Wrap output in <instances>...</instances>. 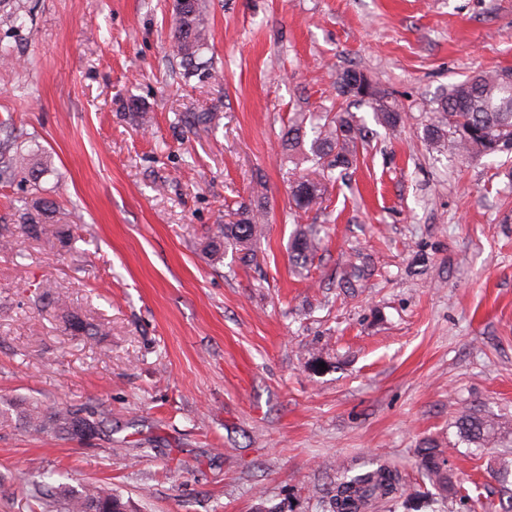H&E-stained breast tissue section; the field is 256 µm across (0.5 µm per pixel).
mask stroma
<instances>
[{"label": "stroma", "mask_w": 512, "mask_h": 512, "mask_svg": "<svg viewBox=\"0 0 512 512\" xmlns=\"http://www.w3.org/2000/svg\"><path fill=\"white\" fill-rule=\"evenodd\" d=\"M20 2L21 27L0 29L22 57L0 66V122L46 171L0 184V512L61 483L113 490L126 512H329L343 472L380 458L426 512L511 506L512 152H437L423 126L452 84L512 68V0H203L212 69L187 83L173 0ZM350 68L406 116L390 131L356 108L365 150L296 213L289 182L316 171L282 136ZM14 199L59 211L33 237ZM258 205L252 254L207 252ZM299 223L325 235L305 269ZM44 295L109 335L65 330ZM31 402L93 404L112 436L29 434ZM466 412L494 419L491 445L459 438ZM433 445L461 493L419 476Z\"/></svg>", "instance_id": "obj_1"}]
</instances>
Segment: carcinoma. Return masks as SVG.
<instances>
[{"mask_svg":"<svg viewBox=\"0 0 512 512\" xmlns=\"http://www.w3.org/2000/svg\"><path fill=\"white\" fill-rule=\"evenodd\" d=\"M171 31L176 53L180 58L181 78L189 81L198 74L203 52L209 47L210 30L202 14L201 0H192L180 12H172ZM507 70L484 71L453 84L448 93L431 108V116L423 127V139L429 147L440 150L450 142L460 156L466 159L493 158L502 153L499 141L512 138V88L506 86ZM336 96L347 102V107L329 108L309 115L313 133L310 149L303 161L321 169L322 181L301 176L291 185L295 206L308 211L319 204L325 182L335 180L334 171L348 169L356 162L365 134L357 116L349 110L355 104L372 109L379 123L394 130L402 121V105L388 90L379 86L363 70L351 68L343 71L336 80ZM305 132L300 124L288 127L283 147L292 157L301 149ZM37 184V170L30 166L29 150L24 142L11 141L0 146V180L16 177ZM56 211L50 201H38L23 207L21 218L27 231L38 235L43 224ZM261 213L252 209L241 212L234 224L220 226V235L209 240L207 248L213 254L231 247L249 252L263 234ZM320 238L305 228L292 235L289 249L294 264L303 267L311 261L319 249ZM56 308L64 311L66 328L87 336H106L108 330L101 323L83 320L76 312L64 310L58 299L43 305V309ZM24 426L36 434H60L70 439L84 440L108 433L106 420L92 406L73 408L58 406L44 410L34 404L23 416ZM456 428L462 440L479 447L485 445L494 434L493 419L475 413H464L456 420ZM420 464L426 476L439 493H458L448 484L442 465V451L437 448L420 449ZM404 495L398 471L379 464L363 472L345 475L336 483L329 497L330 512H365L369 506L380 502H394ZM59 499L65 512H124L125 505L116 494L97 486H86L73 491L59 486L51 492Z\"/></svg>","mask_w":512,"mask_h":512,"instance_id":"carcinoma-1","label":"carcinoma"}]
</instances>
